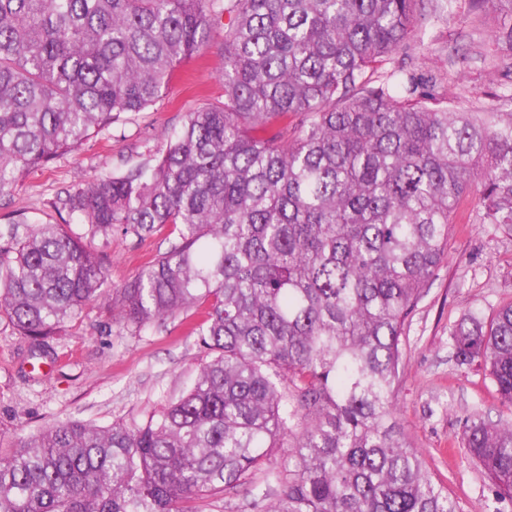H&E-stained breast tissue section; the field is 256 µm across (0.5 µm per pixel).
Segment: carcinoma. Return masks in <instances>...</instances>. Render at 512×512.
Listing matches in <instances>:
<instances>
[{"label":"carcinoma","mask_w":512,"mask_h":512,"mask_svg":"<svg viewBox=\"0 0 512 512\" xmlns=\"http://www.w3.org/2000/svg\"><path fill=\"white\" fill-rule=\"evenodd\" d=\"M426 2L0 0V198L154 106L224 25V101L75 184L53 203L62 223L0 229V313L41 357L109 288L95 240L170 229L125 282L119 323L201 308L205 358L143 418L20 439L0 512H197L239 487L253 512H458L403 437L395 388L462 203L512 234V90L450 106L412 73L377 74ZM471 2L512 69V0ZM450 338L512 409V302ZM463 441L512 500V423L469 417Z\"/></svg>","instance_id":"carcinoma-1"}]
</instances>
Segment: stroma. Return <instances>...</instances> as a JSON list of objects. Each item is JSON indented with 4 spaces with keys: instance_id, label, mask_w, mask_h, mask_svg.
I'll return each instance as SVG.
<instances>
[{
    "instance_id": "35a3bbf8",
    "label": "stroma",
    "mask_w": 512,
    "mask_h": 512,
    "mask_svg": "<svg viewBox=\"0 0 512 512\" xmlns=\"http://www.w3.org/2000/svg\"><path fill=\"white\" fill-rule=\"evenodd\" d=\"M452 19L416 21L410 51L383 62L435 76L438 98L454 104L488 101L512 87L484 14L471 0H454ZM224 35L214 33L200 54L184 64L163 99L144 111L123 114L107 130L45 169L29 172L0 198V215L21 213L31 222L56 221L51 204L79 178L143 161L164 131L180 128L187 112L224 99ZM168 246L167 233L144 240L114 235L100 254L109 267L105 299L66 323L55 359L32 361L28 340L0 315V458L42 427L66 420L100 425L153 412L163 397L191 382L203 353L180 318L136 332L112 320L121 285L147 259ZM448 256L405 326V348L396 385V420L433 478L460 512H512L493 483L470 461L462 433L467 417L495 421L512 415L485 369L458 365L448 332L464 314L491 316L512 300V235L495 224L471 220L448 233Z\"/></svg>"
}]
</instances>
